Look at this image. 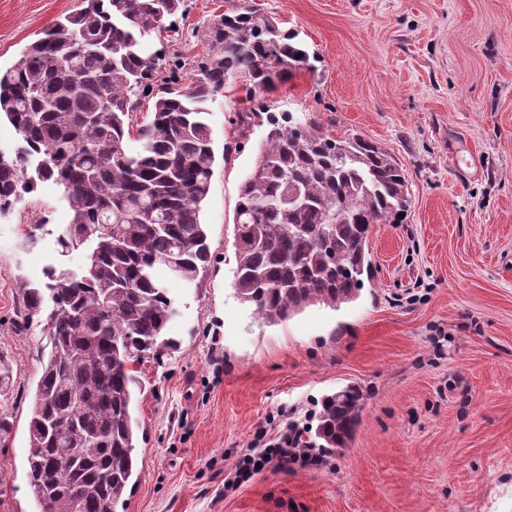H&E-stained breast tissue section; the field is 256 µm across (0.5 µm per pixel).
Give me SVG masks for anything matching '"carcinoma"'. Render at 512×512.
I'll list each match as a JSON object with an SVG mask.
<instances>
[{
	"instance_id": "carcinoma-1",
	"label": "carcinoma",
	"mask_w": 512,
	"mask_h": 512,
	"mask_svg": "<svg viewBox=\"0 0 512 512\" xmlns=\"http://www.w3.org/2000/svg\"><path fill=\"white\" fill-rule=\"evenodd\" d=\"M85 2L0 71V117L25 143L0 159V212L51 180L71 212L60 253H86L78 269L50 265L44 283H22L28 314L52 302L28 426V478L51 512H115L136 471V367L173 345L174 299L156 269L191 284L211 259L208 103L238 77L262 92L312 68L295 34L234 3L206 33L212 53L191 86L155 93L131 151L125 117L157 69L146 46L184 0ZM408 202L401 166L377 144L269 116L234 212L237 298L270 325L352 303L372 274L371 225L397 223ZM363 408L355 385L323 397L299 447L335 454ZM59 417L66 427L52 438L46 426Z\"/></svg>"
}]
</instances>
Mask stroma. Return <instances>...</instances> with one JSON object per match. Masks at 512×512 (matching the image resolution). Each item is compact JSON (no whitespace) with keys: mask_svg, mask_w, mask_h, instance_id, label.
Segmentation results:
<instances>
[{"mask_svg":"<svg viewBox=\"0 0 512 512\" xmlns=\"http://www.w3.org/2000/svg\"><path fill=\"white\" fill-rule=\"evenodd\" d=\"M233 0H184L172 37L152 38L154 86L190 85L207 28ZM297 36L312 69L264 96L272 113L357 134L398 159L409 204L369 233L360 297L270 326L236 297L234 211L264 129L241 131L244 82L209 102L213 176L204 205L211 264L171 283L179 347L144 364L135 414L139 475L116 512H512V0H247ZM82 0H0V69ZM70 222L63 190L39 183L0 214V512H39L28 423L49 352L44 316L23 317ZM365 397L348 447L313 466L224 479L280 409L308 424L323 395Z\"/></svg>","mask_w":512,"mask_h":512,"instance_id":"stroma-1","label":"stroma"}]
</instances>
